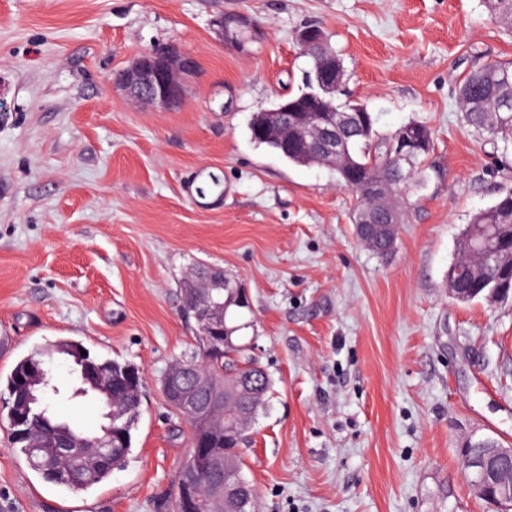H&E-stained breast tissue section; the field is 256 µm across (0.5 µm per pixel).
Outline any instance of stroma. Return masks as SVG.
I'll use <instances>...</instances> for the list:
<instances>
[{"mask_svg": "<svg viewBox=\"0 0 512 512\" xmlns=\"http://www.w3.org/2000/svg\"><path fill=\"white\" fill-rule=\"evenodd\" d=\"M222 13L262 38L222 44ZM314 23L343 59L342 98L381 128L433 133L386 257L357 238L355 196L329 168L250 135L302 88L295 34ZM163 43L198 68L162 112L113 80ZM493 60H512V33L483 0H0V379L60 338L143 373L128 461L79 493L11 450L0 404V512H157L170 497L189 430L160 379L190 349L180 285L200 264L245 289L272 379L241 449L257 512H495L459 446L512 445V301L461 302L447 280L461 230L512 188V144L467 126L456 100ZM215 176L221 208L186 193ZM210 25L221 42L240 50L243 49V44L235 38L238 32H246L250 35L262 34L255 21L243 14H221L215 17Z\"/></svg>", "mask_w": 512, "mask_h": 512, "instance_id": "35a3bbf8", "label": "stroma"}]
</instances>
